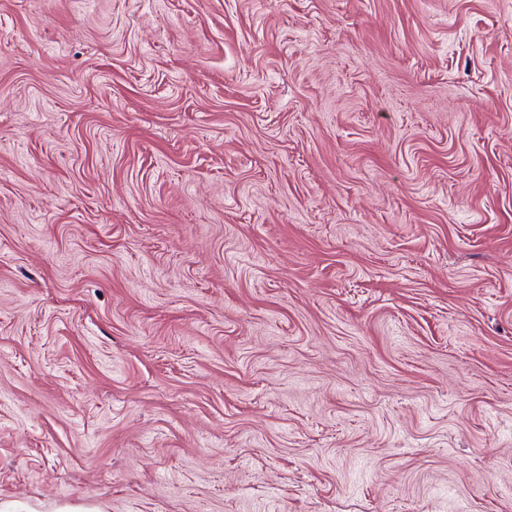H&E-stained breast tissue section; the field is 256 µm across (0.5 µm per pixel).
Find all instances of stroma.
<instances>
[{
	"label": "stroma",
	"instance_id": "obj_1",
	"mask_svg": "<svg viewBox=\"0 0 512 512\" xmlns=\"http://www.w3.org/2000/svg\"><path fill=\"white\" fill-rule=\"evenodd\" d=\"M512 512V0H0V512Z\"/></svg>",
	"mask_w": 512,
	"mask_h": 512
}]
</instances>
